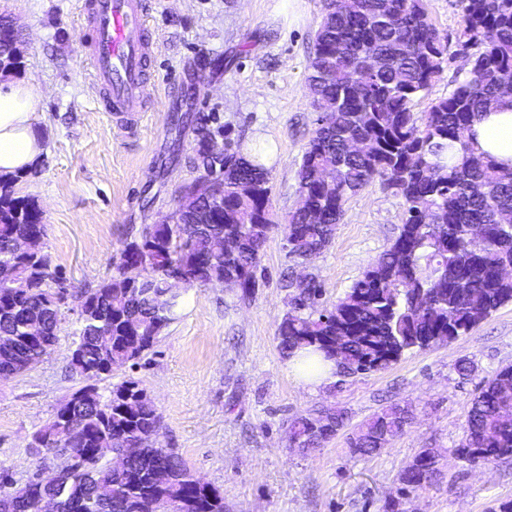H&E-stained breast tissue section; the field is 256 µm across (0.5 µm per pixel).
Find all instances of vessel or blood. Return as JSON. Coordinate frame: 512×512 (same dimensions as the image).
Masks as SVG:
<instances>
[{"label":"vessel or blood","mask_w":512,"mask_h":512,"mask_svg":"<svg viewBox=\"0 0 512 512\" xmlns=\"http://www.w3.org/2000/svg\"><path fill=\"white\" fill-rule=\"evenodd\" d=\"M80 40L106 111L131 124L147 111V66L155 53L147 0H85Z\"/></svg>","instance_id":"b4317fda"}]
</instances>
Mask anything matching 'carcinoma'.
<instances>
[{"instance_id": "carcinoma-1", "label": "carcinoma", "mask_w": 512, "mask_h": 512, "mask_svg": "<svg viewBox=\"0 0 512 512\" xmlns=\"http://www.w3.org/2000/svg\"><path fill=\"white\" fill-rule=\"evenodd\" d=\"M470 67L425 117L412 111L443 72L448 43L431 23L424 0H323L306 89L316 112L298 171L303 206L288 214L287 255L306 261L331 243L347 199L381 178L404 204L399 234L376 264L332 308L320 307L314 276L297 292L279 328L282 353L312 347L351 376L381 371L404 352L450 342L512 302V169L477 155L474 119L512 93V0H459ZM19 34L0 19V73L18 67ZM206 129L197 153L215 176L211 197L189 185L175 208L125 243L112 279L81 292L70 354L81 380L112 376L140 360L179 316L183 293L232 284L252 296L261 251L274 226L269 168L245 152L216 112L186 114L176 125ZM355 139L369 142L365 155ZM18 177H0V375L18 376L49 355L61 329V291L44 251L46 224L37 203L15 195ZM27 242V252L15 243ZM185 278L170 286L171 267ZM414 412L392 403L357 425L349 448L372 456L400 436ZM343 409H320L289 422L291 446L314 451L347 426ZM162 416L133 380L96 386L83 403L60 404L32 447L46 454L70 448L82 465L44 468L16 486L0 471V512H35V496L58 512H224V493L200 484L173 451L155 444ZM457 458L486 463L512 457V366L482 385L467 415ZM440 452L424 448L401 482L419 489L440 475Z\"/></svg>"}]
</instances>
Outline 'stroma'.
Wrapping results in <instances>:
<instances>
[{"label": "stroma", "instance_id": "35a3bbf8", "mask_svg": "<svg viewBox=\"0 0 512 512\" xmlns=\"http://www.w3.org/2000/svg\"><path fill=\"white\" fill-rule=\"evenodd\" d=\"M81 2L0 0V15L20 34L16 75L44 97L43 157L16 190L43 212L45 250L65 289L54 351L0 381V469L20 485L42 463L30 446L34 432L80 386L69 355L81 290L111 279L125 241L161 222L175 207V188L198 176L196 132L174 134L172 115L219 113L243 149L261 151L281 218L299 204L297 171L316 117L305 78L322 0H151L153 98L129 126L104 111L92 86L79 43ZM425 4L448 55L441 77L414 103L420 117L454 89L468 59L458 0ZM403 218L402 199L372 181L348 198L331 244L303 265L288 258L284 228L275 226L255 295L189 290L180 318L139 365L99 389L137 381L162 415L159 445L223 491L225 512H491L512 501V458L470 467L453 453L474 395L512 365V303L456 340L313 392L279 349L291 295L285 278L315 274L322 305L332 306L389 247ZM464 358L465 375L457 370ZM398 401L412 403L416 417L377 455H353L344 431L307 453L288 443L289 421L310 410L344 409L354 427ZM424 448L442 449L441 474L434 484L404 488L401 474Z\"/></svg>", "mask_w": 512, "mask_h": 512}]
</instances>
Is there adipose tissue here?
<instances>
[{
  "label": "adipose tissue",
  "mask_w": 512,
  "mask_h": 512,
  "mask_svg": "<svg viewBox=\"0 0 512 512\" xmlns=\"http://www.w3.org/2000/svg\"><path fill=\"white\" fill-rule=\"evenodd\" d=\"M42 101L34 85L0 78V176L23 174L41 156L44 146L37 125ZM470 141L476 153L512 168V102L481 114L471 128ZM288 366L303 385L313 390L331 383L336 369L333 361L306 348L291 355Z\"/></svg>",
  "instance_id": "adipose-tissue-1"
}]
</instances>
